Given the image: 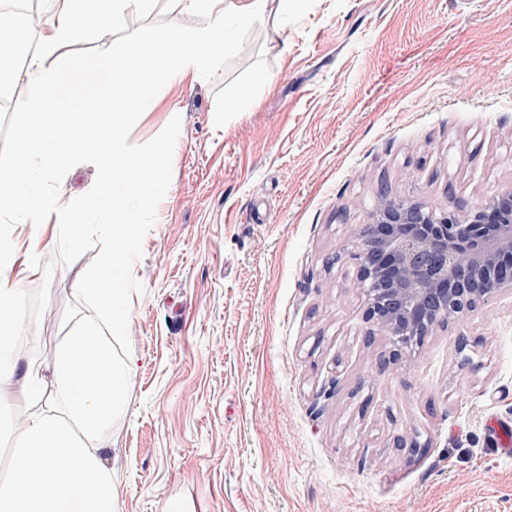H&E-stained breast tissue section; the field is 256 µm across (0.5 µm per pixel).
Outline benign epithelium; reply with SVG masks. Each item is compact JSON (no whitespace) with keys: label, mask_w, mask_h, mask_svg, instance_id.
Wrapping results in <instances>:
<instances>
[{"label":"benign epithelium","mask_w":512,"mask_h":512,"mask_svg":"<svg viewBox=\"0 0 512 512\" xmlns=\"http://www.w3.org/2000/svg\"><path fill=\"white\" fill-rule=\"evenodd\" d=\"M347 254L365 319L391 336L392 357L411 355L434 331L462 327L480 304L512 291V188L470 205L434 209L382 191Z\"/></svg>","instance_id":"7a95c632"}]
</instances>
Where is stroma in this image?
Segmentation results:
<instances>
[{
	"mask_svg": "<svg viewBox=\"0 0 512 512\" xmlns=\"http://www.w3.org/2000/svg\"><path fill=\"white\" fill-rule=\"evenodd\" d=\"M173 20L156 0L120 35L159 59ZM156 93L175 112L126 132L168 150L170 191L136 219L111 340L136 363L104 440L120 512H512V293L469 315L465 353L452 326L383 371L392 339L336 257L379 190L443 208L512 186V0H299L221 77ZM110 245L97 226L44 252L21 366L92 315L77 287Z\"/></svg>",
	"mask_w": 512,
	"mask_h": 512,
	"instance_id": "1",
	"label": "stroma"
}]
</instances>
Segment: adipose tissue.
<instances>
[{"label": "adipose tissue", "mask_w": 512, "mask_h": 512, "mask_svg": "<svg viewBox=\"0 0 512 512\" xmlns=\"http://www.w3.org/2000/svg\"><path fill=\"white\" fill-rule=\"evenodd\" d=\"M101 2L93 14L86 0H42L37 17L0 12V34L22 32L0 41V95L17 83L28 90L16 113L25 149L0 168V434L16 438L9 474L0 479V512H117L112 472L97 441L125 408L135 363L113 359L100 324L82 321L56 354V394L45 395L39 374L20 370L13 350L31 330L22 285L40 271L47 235L75 243L87 230L86 219L102 214L112 247L78 291L109 318L113 331L125 330L123 274L138 247L130 222L168 191L158 174L165 152L134 159L127 128L161 111L156 86L209 80L243 29L267 10L288 14L296 0H172L176 18L163 35L160 63L142 55L136 41L116 36L130 12L148 11L154 0ZM81 38L104 42L105 56L48 65L59 46ZM90 161L97 168L92 192L61 202L56 181ZM20 224L29 229L23 249L13 239ZM19 384L36 403L22 418L10 412L11 391Z\"/></svg>", "instance_id": "obj_1"}]
</instances>
